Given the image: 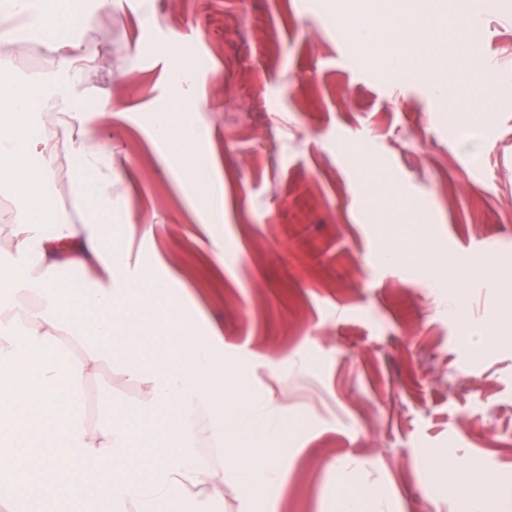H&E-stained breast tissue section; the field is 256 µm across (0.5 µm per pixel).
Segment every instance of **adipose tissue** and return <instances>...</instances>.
Returning a JSON list of instances; mask_svg holds the SVG:
<instances>
[{"label":"adipose tissue","instance_id":"ef3b65f1","mask_svg":"<svg viewBox=\"0 0 512 512\" xmlns=\"http://www.w3.org/2000/svg\"><path fill=\"white\" fill-rule=\"evenodd\" d=\"M0 20L19 43L43 39L60 22L52 0H0ZM340 23L361 47L390 49L396 66H428L427 49L454 38L405 0H344ZM61 74L0 97V190L23 201L13 223L0 227L15 255L0 279V481L12 487L0 512L35 498L38 512H214L225 485L259 503L280 478L283 432L256 397L244 369H233L238 397L224 401V342L191 335L181 310L186 289L146 270L132 271L112 235V140L87 113L65 112L41 123L31 94L56 89L81 96L89 59L78 39L56 45ZM43 133L31 137L33 124ZM157 139L177 145L181 166L196 172V191L212 193L198 172L206 128L191 132L172 121ZM62 175L82 217L46 229L54 206L45 190ZM76 268L83 288H62L53 273ZM125 363L138 384L135 402L115 405L93 396L90 383L109 360ZM234 462L225 465V452Z\"/></svg>","mask_w":512,"mask_h":512}]
</instances>
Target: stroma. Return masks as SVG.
<instances>
[{
  "mask_svg": "<svg viewBox=\"0 0 512 512\" xmlns=\"http://www.w3.org/2000/svg\"><path fill=\"white\" fill-rule=\"evenodd\" d=\"M339 3L115 0L80 34L100 69L51 107L111 131L131 264L188 289L193 335L223 337L280 419L265 512H336L348 491L366 512H463L459 460L494 485L488 512H512V76L488 71L499 109L449 139L428 77L378 85L349 64ZM483 47L512 67V0ZM200 65L207 81L175 85ZM174 106L210 127L220 256L208 200L153 136Z\"/></svg>",
  "mask_w": 512,
  "mask_h": 512,
  "instance_id": "stroma-1",
  "label": "stroma"
}]
</instances>
